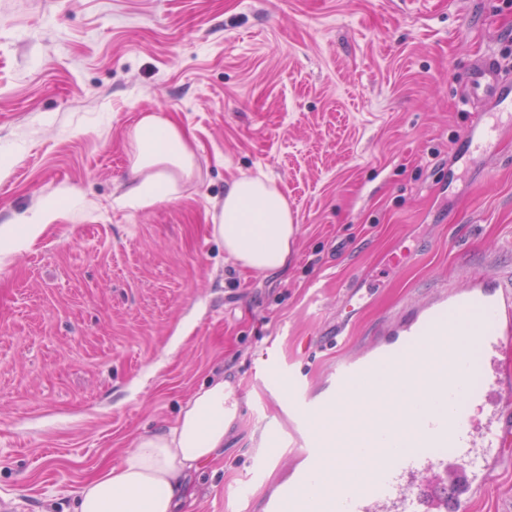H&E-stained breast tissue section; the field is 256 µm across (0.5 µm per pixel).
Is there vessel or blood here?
<instances>
[{"instance_id":"1","label":"vessel or blood","mask_w":512,"mask_h":512,"mask_svg":"<svg viewBox=\"0 0 512 512\" xmlns=\"http://www.w3.org/2000/svg\"><path fill=\"white\" fill-rule=\"evenodd\" d=\"M460 102L472 112L470 151L487 150L499 133L498 125L489 120V109H512V88L504 84L494 55L484 54L471 65ZM381 332L383 341L337 364L328 390L321 396L303 393L300 380L289 377L288 405L306 427L307 465L268 496L266 512H311L314 494L310 473L323 462L327 448L333 444L361 445L360 480L323 495L322 512H420V501L406 493L404 484L433 467V460L423 454L427 448L456 449L464 485H481L489 479L491 467L481 464L474 448L501 447L505 427L489 425L482 438H475L467 405L479 394L465 387L461 398L450 397L448 381L454 378L465 386L464 366L470 348L485 350L494 365L512 358V280L486 270L472 275L462 289L447 283L436 285L426 302L410 316L386 321ZM422 345L429 353L416 357ZM380 364L405 369L414 379L428 382L432 398L448 403V411L441 417L432 410L407 405L412 423L404 437L415 443V450H395L383 437V429L389 428L394 417L393 407L384 401L371 409L377 426L367 431L369 439H362L365 431L355 423L332 437L319 433L314 426L342 398L347 387L361 382Z\"/></svg>"}]
</instances>
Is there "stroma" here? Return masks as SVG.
<instances>
[{"mask_svg": "<svg viewBox=\"0 0 512 512\" xmlns=\"http://www.w3.org/2000/svg\"><path fill=\"white\" fill-rule=\"evenodd\" d=\"M487 52L512 79V0H0V225L79 192L0 252V512H73L81 481L223 374L245 415L186 509L263 512L298 467L276 373L318 392L433 285L512 274V124L469 155L459 103ZM145 112L185 128L196 174L178 201L117 209ZM261 173L299 226L275 275L240 269L209 220ZM467 512H512V446Z\"/></svg>", "mask_w": 512, "mask_h": 512, "instance_id": "35a3bbf8", "label": "stroma"}]
</instances>
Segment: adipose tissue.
Returning a JSON list of instances; mask_svg holds the SVG:
<instances>
[{
	"mask_svg": "<svg viewBox=\"0 0 512 512\" xmlns=\"http://www.w3.org/2000/svg\"><path fill=\"white\" fill-rule=\"evenodd\" d=\"M131 176L116 197L120 208L144 209L180 198L191 179L196 152L181 124L168 116L143 113L130 127ZM70 189L51 193L41 210L19 224L0 226V246L28 247L53 221L59 203L74 199ZM213 234L226 255L250 271H282L299 228L288 201L265 177H242L212 207ZM397 399H424L422 390L389 369L378 370L364 384L350 387L327 422L338 425L348 414L363 416L376 393ZM224 381L204 384L168 427L137 438L120 463L83 481L75 491L74 512H180L191 498L189 477L211 462L224 446Z\"/></svg>",
	"mask_w": 512,
	"mask_h": 512,
	"instance_id": "adipose-tissue-1",
	"label": "adipose tissue"
}]
</instances>
